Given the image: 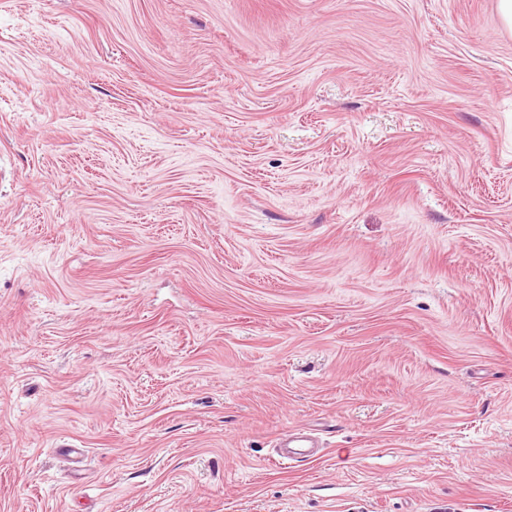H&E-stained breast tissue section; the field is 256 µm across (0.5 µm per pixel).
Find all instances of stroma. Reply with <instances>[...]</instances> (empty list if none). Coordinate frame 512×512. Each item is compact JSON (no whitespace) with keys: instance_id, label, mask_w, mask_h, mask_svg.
<instances>
[{"instance_id":"obj_1","label":"stroma","mask_w":512,"mask_h":512,"mask_svg":"<svg viewBox=\"0 0 512 512\" xmlns=\"http://www.w3.org/2000/svg\"><path fill=\"white\" fill-rule=\"evenodd\" d=\"M0 512H512L499 0H0ZM277 455L289 463L305 462L317 457L321 451L320 441L305 430H295L277 444Z\"/></svg>"}]
</instances>
